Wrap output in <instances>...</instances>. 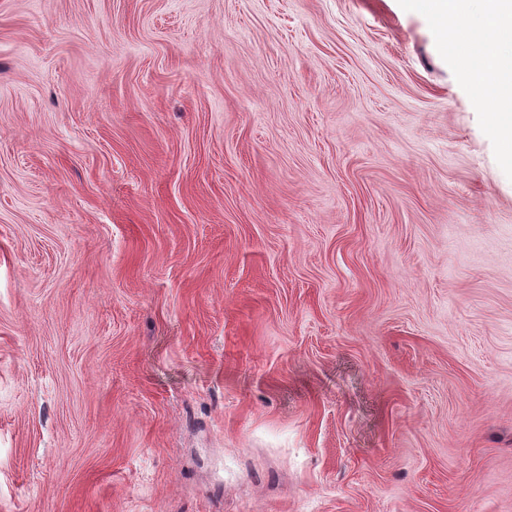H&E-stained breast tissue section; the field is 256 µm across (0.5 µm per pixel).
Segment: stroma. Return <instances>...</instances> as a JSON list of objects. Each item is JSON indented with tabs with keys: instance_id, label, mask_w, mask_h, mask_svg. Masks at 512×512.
Wrapping results in <instances>:
<instances>
[{
	"instance_id": "1",
	"label": "stroma",
	"mask_w": 512,
	"mask_h": 512,
	"mask_svg": "<svg viewBox=\"0 0 512 512\" xmlns=\"http://www.w3.org/2000/svg\"><path fill=\"white\" fill-rule=\"evenodd\" d=\"M427 4L0 0V512H512V168Z\"/></svg>"
}]
</instances>
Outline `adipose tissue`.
Returning <instances> with one entry per match:
<instances>
[{
    "mask_svg": "<svg viewBox=\"0 0 512 512\" xmlns=\"http://www.w3.org/2000/svg\"><path fill=\"white\" fill-rule=\"evenodd\" d=\"M444 49L460 55L512 164V0H430Z\"/></svg>",
    "mask_w": 512,
    "mask_h": 512,
    "instance_id": "1",
    "label": "adipose tissue"
}]
</instances>
